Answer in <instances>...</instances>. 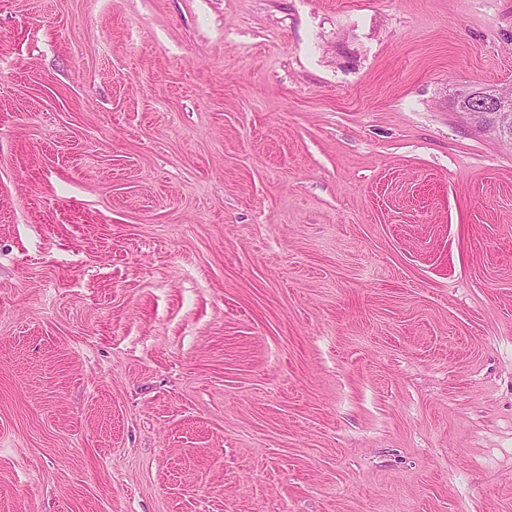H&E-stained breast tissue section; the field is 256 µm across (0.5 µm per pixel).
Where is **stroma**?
I'll list each match as a JSON object with an SVG mask.
<instances>
[{
    "label": "stroma",
    "instance_id": "35a3bbf8",
    "mask_svg": "<svg viewBox=\"0 0 512 512\" xmlns=\"http://www.w3.org/2000/svg\"><path fill=\"white\" fill-rule=\"evenodd\" d=\"M512 0H0V512H512ZM461 99L469 103L473 114H492L494 122L487 128L500 139L506 140L512 146V93L491 90L484 93L473 87L460 90Z\"/></svg>",
    "mask_w": 512,
    "mask_h": 512
}]
</instances>
